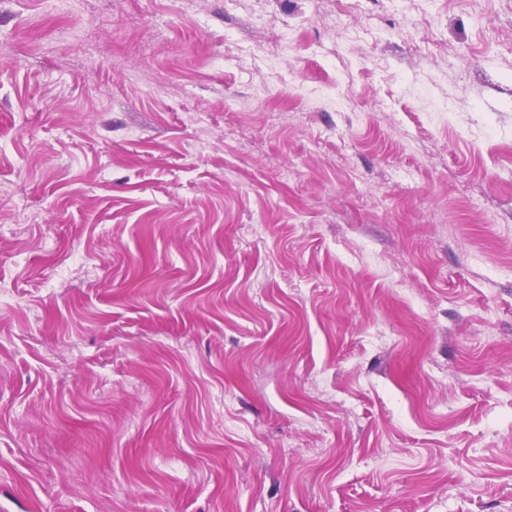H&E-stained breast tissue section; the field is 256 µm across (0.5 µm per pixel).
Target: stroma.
Listing matches in <instances>:
<instances>
[{
  "label": "stroma",
  "mask_w": 512,
  "mask_h": 512,
  "mask_svg": "<svg viewBox=\"0 0 512 512\" xmlns=\"http://www.w3.org/2000/svg\"><path fill=\"white\" fill-rule=\"evenodd\" d=\"M349 3L0 0V512H512V0Z\"/></svg>",
  "instance_id": "1"
}]
</instances>
